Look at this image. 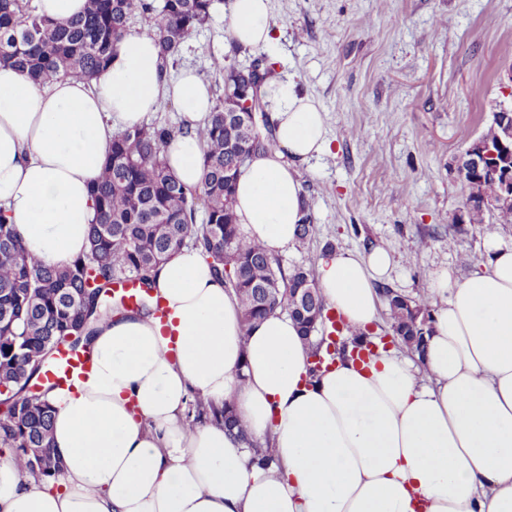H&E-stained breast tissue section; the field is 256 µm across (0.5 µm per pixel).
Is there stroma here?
<instances>
[{
  "label": "stroma",
  "instance_id": "1",
  "mask_svg": "<svg viewBox=\"0 0 512 512\" xmlns=\"http://www.w3.org/2000/svg\"><path fill=\"white\" fill-rule=\"evenodd\" d=\"M276 35L264 49L281 80L328 113V152L301 170L314 229L277 255L283 273L317 267L325 243L392 257L382 286L428 294L429 274L464 280L512 224L488 237L463 222L455 165L500 105L512 68V0H271ZM231 7L184 43L179 66L210 79V60L253 57L230 35ZM360 138H350L351 129Z\"/></svg>",
  "mask_w": 512,
  "mask_h": 512
}]
</instances>
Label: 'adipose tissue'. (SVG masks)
<instances>
[{"label": "adipose tissue", "instance_id": "adipose-tissue-1", "mask_svg": "<svg viewBox=\"0 0 512 512\" xmlns=\"http://www.w3.org/2000/svg\"><path fill=\"white\" fill-rule=\"evenodd\" d=\"M230 32L246 49L270 44V0H233ZM263 92L276 105V144L244 167L236 213L275 254L296 240L301 169L328 151V116L279 77ZM169 100L194 125L213 106L193 71L160 81L145 32L129 33L87 82L39 87L0 65V212L44 265L88 250L90 189L113 136ZM203 149L193 134L165 147L188 188L201 182ZM389 265L380 248L320 262V292L352 333L375 322L373 282ZM154 286L169 334L132 313L100 326L89 380L46 395L58 484L0 455V512H512V246H496L466 281L432 274L444 303L416 359L382 351L315 376L288 314L244 325L235 292L199 250L172 253ZM194 395L231 403L247 439L220 422L188 425ZM254 440L267 446L268 467L254 462Z\"/></svg>", "mask_w": 512, "mask_h": 512}]
</instances>
